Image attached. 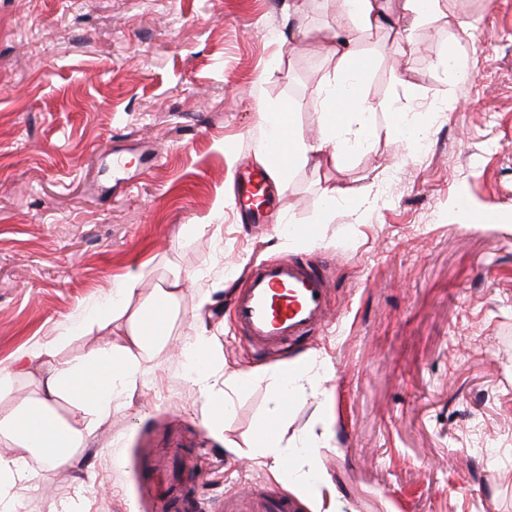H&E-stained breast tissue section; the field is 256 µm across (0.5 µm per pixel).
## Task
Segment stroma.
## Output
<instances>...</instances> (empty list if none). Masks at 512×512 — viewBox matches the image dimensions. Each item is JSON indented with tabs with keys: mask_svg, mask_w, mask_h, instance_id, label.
Listing matches in <instances>:
<instances>
[{
	"mask_svg": "<svg viewBox=\"0 0 512 512\" xmlns=\"http://www.w3.org/2000/svg\"><path fill=\"white\" fill-rule=\"evenodd\" d=\"M390 9L355 46L378 108L369 145L341 168H291L275 222L245 224L235 195L261 168V113L289 104L317 137L340 0H0V364L51 341L87 354L108 333L74 327L131 273L144 296L193 278L166 346L76 461H30L19 512H163L169 475L145 468L173 448L191 476L182 512H264L275 496L312 512L247 457L267 372L311 358L332 375L289 397L282 444L307 440L342 512H512V0H440L415 28ZM457 42L452 80L438 62ZM396 112L426 153L396 146ZM332 186L350 199L326 203ZM488 209L497 223H479ZM300 226L308 244L287 245ZM278 258L327 270L331 314L260 355L229 298ZM203 299L228 372L254 374L220 436L185 370Z\"/></svg>",
	"mask_w": 512,
	"mask_h": 512,
	"instance_id": "35a3bbf8",
	"label": "stroma"
}]
</instances>
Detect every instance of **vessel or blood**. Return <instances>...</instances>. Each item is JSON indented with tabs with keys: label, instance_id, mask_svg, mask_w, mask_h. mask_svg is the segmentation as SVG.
I'll return each instance as SVG.
<instances>
[{
	"label": "vessel or blood",
	"instance_id": "vessel-or-blood-1",
	"mask_svg": "<svg viewBox=\"0 0 512 512\" xmlns=\"http://www.w3.org/2000/svg\"><path fill=\"white\" fill-rule=\"evenodd\" d=\"M262 174H252L238 198L250 220L268 209L272 195ZM329 305L327 279L309 264L276 259L253 267L233 297L234 321L250 343L262 350L287 345L289 339L320 327Z\"/></svg>",
	"mask_w": 512,
	"mask_h": 512
}]
</instances>
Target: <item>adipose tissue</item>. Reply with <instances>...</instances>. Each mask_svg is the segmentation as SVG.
Returning <instances> with one entry per match:
<instances>
[{"instance_id":"1","label":"adipose tissue","mask_w":512,"mask_h":512,"mask_svg":"<svg viewBox=\"0 0 512 512\" xmlns=\"http://www.w3.org/2000/svg\"><path fill=\"white\" fill-rule=\"evenodd\" d=\"M382 10V0H343L336 24L327 36L338 56V66L316 101V140L304 139L282 110L262 113L268 140H282L288 145L287 166L272 167L280 179H287V168L291 165L345 164L368 143L376 107L363 96L367 66L355 54L354 46L361 35L378 25ZM139 284V275L127 276L118 290V300L93 320V327L108 331L112 339L87 356L62 360L57 346L47 343L34 354L0 366V399L13 393L17 375H28L35 384L33 394L20 408L0 414V439L11 441L19 450L15 456L0 455V512H14L22 484L31 478L29 459H43L52 467L74 462L87 446L96 423L107 419L116 400L135 388L145 362L164 345L186 280L179 276L163 280L144 298L139 295ZM151 312L160 322L152 336L147 335L145 323ZM186 360L188 376L204 397L207 427L213 433H223L224 409L228 404L224 385H242L243 375L226 373L202 332L193 336ZM271 377L272 408L260 428L253 457L259 458L273 476L288 473L297 479L300 488L306 489L314 512H341L335 492L315 465L287 469L289 453L280 445L281 421L288 398L306 380L303 369H277Z\"/></svg>"}]
</instances>
